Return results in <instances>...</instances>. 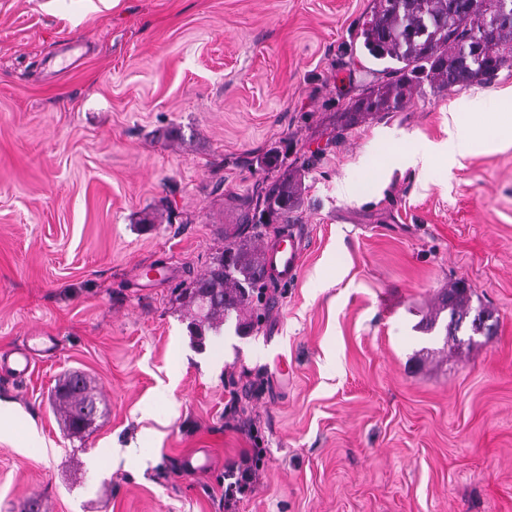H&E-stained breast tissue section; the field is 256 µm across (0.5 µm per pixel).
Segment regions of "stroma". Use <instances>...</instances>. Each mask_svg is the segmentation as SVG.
Here are the masks:
<instances>
[{"label": "stroma", "instance_id": "obj_1", "mask_svg": "<svg viewBox=\"0 0 512 512\" xmlns=\"http://www.w3.org/2000/svg\"><path fill=\"white\" fill-rule=\"evenodd\" d=\"M369 7L0 0V512H512V66L342 127L391 65ZM473 98L496 135L407 167ZM294 171L296 278L197 346L186 289ZM457 281L498 323L468 349L419 328ZM71 371L100 401L76 436L49 402Z\"/></svg>", "mask_w": 512, "mask_h": 512}]
</instances>
